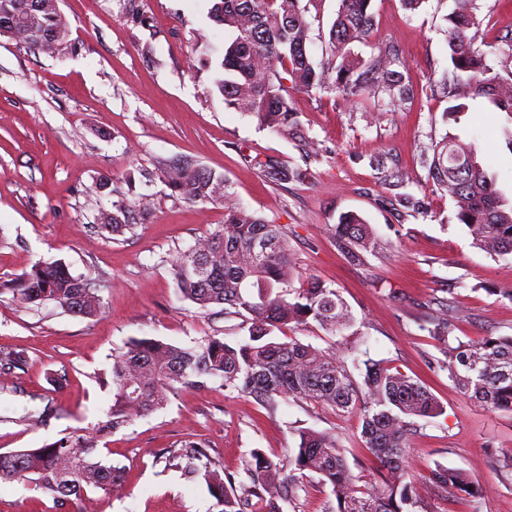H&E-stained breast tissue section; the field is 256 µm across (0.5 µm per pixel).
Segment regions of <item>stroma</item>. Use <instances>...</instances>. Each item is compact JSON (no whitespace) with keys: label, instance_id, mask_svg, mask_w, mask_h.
Segmentation results:
<instances>
[{"label":"stroma","instance_id":"1","mask_svg":"<svg viewBox=\"0 0 512 512\" xmlns=\"http://www.w3.org/2000/svg\"><path fill=\"white\" fill-rule=\"evenodd\" d=\"M477 5L478 38H512V0ZM211 6L62 0L73 50L55 57L0 36V277L59 259L73 275L106 283L104 312L93 319L51 304L26 309L0 294V347L28 357L23 371L0 378V452L38 448L77 428L96 432L112 402L101 378L134 339L190 347L210 336L242 338L238 319L219 306L199 309L174 279L173 258L224 221L222 204L191 203L165 185L159 160L187 156L223 175L247 211L285 226L299 273L331 284L350 307L360 355L388 361L440 401L443 415L416 422L409 478L426 485L441 464L463 470L480 494L428 493L421 512H512L505 465L512 415L470 400L447 372L430 367L440 355L427 321L436 302L454 306L451 333L462 341L512 336V256L476 248L453 201L429 177L430 147L451 133L475 144L478 162L512 198L506 114L478 100L451 116L444 94L429 88L450 66L452 0H423L413 12L401 0H375L370 36L352 45L364 57L381 42L400 46L404 74L420 89L404 110L289 89L321 157L309 180L279 187L263 181L253 160L301 165L297 143L225 106L215 79L233 34L211 20ZM403 193L421 199L427 215L401 205ZM142 195L151 196V209L132 212V230L114 237L98 228L101 211ZM348 212L393 241L394 251L350 262L329 233ZM47 406L53 417L38 423ZM301 429L336 434L357 487L383 476L362 446L357 413L290 398L270 410L209 380L106 436L110 461L124 469L120 491L94 490L61 508L33 486L1 481L0 512H219L205 483L185 480L159 460L160 451L202 439L213 460L234 472L255 448L287 460ZM334 501L330 486L310 474L279 505L281 512H326Z\"/></svg>","mask_w":512,"mask_h":512}]
</instances>
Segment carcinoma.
Returning <instances> with one entry per match:
<instances>
[{
  "mask_svg": "<svg viewBox=\"0 0 512 512\" xmlns=\"http://www.w3.org/2000/svg\"><path fill=\"white\" fill-rule=\"evenodd\" d=\"M319 0H214L210 17L233 32L225 48L217 80L227 107L251 116L258 126L282 136L299 134V120L288 102V87L309 95L331 91L345 102L364 106L388 96L399 107L412 101L416 89L406 80L403 52L386 44L367 58L351 44L373 26V0H339L329 30L332 60L312 63L307 41L311 8ZM448 13V55L451 70L442 78L448 114L468 111V102L487 99L512 123V43L505 47L480 42L470 30L477 27V0H453ZM11 22L9 39L55 56L68 50L69 24L59 0H0V22ZM497 67L486 64L488 55ZM291 85H286V82ZM429 166L434 186L455 203L456 218L472 244L493 255H512V199L476 160L471 143L447 135L432 148ZM265 181L281 185L307 177L275 158L255 160ZM171 193L190 202H221L224 223L198 238L171 262L183 297L200 309L224 306V314L242 319V340L227 342L209 336L191 348L153 338L135 339L112 357V404L101 429L116 432L136 418L165 406L185 385L219 380L224 389L252 397L272 408L278 397L315 402L346 412L359 406L361 438L368 452L387 470L381 482L362 491L353 488L345 454L336 435L299 431V443L285 463H276L255 448L243 472L250 485L237 494L236 475L212 460L202 440H186L170 459L186 478L204 481L221 512H280L279 500L312 473L332 488L336 505L330 512H416L423 492L406 480L405 463L413 419L440 415L443 407L421 383L392 368L383 359H359L354 342L344 334L355 319L337 289L313 276H300L290 254L283 226L270 224L234 202L224 176L177 156L160 162ZM101 228L120 236L132 228L121 206L100 214ZM338 249L361 263L364 254L389 251L359 215L340 216L331 226ZM265 244L266 252L257 253ZM300 286H294L295 280ZM97 279L73 275L62 261L42 262L3 284L28 309L53 304L84 318L103 313ZM453 309L438 303L430 333L442 341L437 368L459 391L495 411L512 413V336H485L477 342L450 340ZM315 321L340 340L318 348L273 332ZM27 363L24 352L0 349V373H13ZM122 468L112 464L82 429L67 433L40 448L0 452V480L25 481L52 496L62 506L92 490H110L121 482ZM455 488L471 496L476 490L458 469L438 465L430 489L443 494Z\"/></svg>",
  "mask_w": 512,
  "mask_h": 512,
  "instance_id": "carcinoma-1",
  "label": "carcinoma"
}]
</instances>
